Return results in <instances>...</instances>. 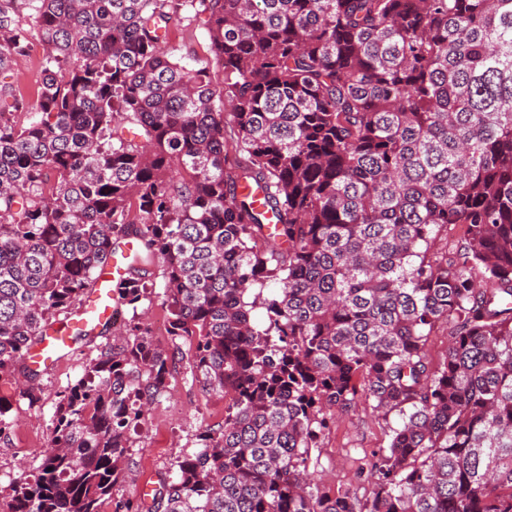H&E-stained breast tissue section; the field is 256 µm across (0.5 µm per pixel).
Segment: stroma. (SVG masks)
<instances>
[{
    "label": "stroma",
    "instance_id": "35a3bbf8",
    "mask_svg": "<svg viewBox=\"0 0 512 512\" xmlns=\"http://www.w3.org/2000/svg\"><path fill=\"white\" fill-rule=\"evenodd\" d=\"M41 61L42 47L37 44L8 76L9 83L31 108L38 103ZM87 352V345L76 344L68 356L45 371L39 406H30L14 385L0 386V395L9 400V415L15 420L9 438L0 441L1 489L7 488L18 471H31L38 466L39 450L47 444L52 431L54 392L59 386L82 377ZM223 419V396L205 393L192 383L184 366H177L169 379L166 396L133 436L134 446L129 451L131 464L121 494H136L144 483L158 486L174 458L190 449L192 434ZM397 423V416L384 419L369 406L359 405L322 437L312 468L315 482L336 488L351 485L359 494H370L373 480L364 467L373 451L386 446L389 429Z\"/></svg>",
    "mask_w": 512,
    "mask_h": 512
}]
</instances>
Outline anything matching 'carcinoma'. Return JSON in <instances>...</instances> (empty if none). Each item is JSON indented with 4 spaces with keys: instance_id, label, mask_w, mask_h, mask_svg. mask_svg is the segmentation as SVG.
<instances>
[{
    "instance_id": "obj_1",
    "label": "carcinoma",
    "mask_w": 512,
    "mask_h": 512,
    "mask_svg": "<svg viewBox=\"0 0 512 512\" xmlns=\"http://www.w3.org/2000/svg\"><path fill=\"white\" fill-rule=\"evenodd\" d=\"M184 21L206 58L162 51ZM34 33L36 110L0 81V383L40 402L32 350L129 242L132 316L4 512H512V0H0V75ZM185 359L224 423L114 497ZM362 402L400 418L368 497L310 472ZM448 344V326L442 324L428 338L427 349L430 355L431 364L434 368L439 367L443 362Z\"/></svg>"
}]
</instances>
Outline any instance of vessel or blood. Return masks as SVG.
Instances as JSON below:
<instances>
[{"instance_id":"1","label":"vessel or blood","mask_w":512,"mask_h":512,"mask_svg":"<svg viewBox=\"0 0 512 512\" xmlns=\"http://www.w3.org/2000/svg\"><path fill=\"white\" fill-rule=\"evenodd\" d=\"M126 265L123 254L115 253L106 259L99 268V284L76 318L68 325L46 336L36 355L37 361L50 365L61 359L71 348L75 334L89 325L112 321L118 312L119 304L112 293L113 282L123 278Z\"/></svg>"}]
</instances>
